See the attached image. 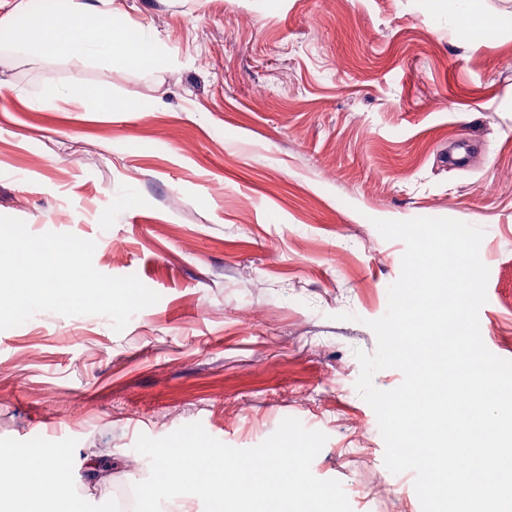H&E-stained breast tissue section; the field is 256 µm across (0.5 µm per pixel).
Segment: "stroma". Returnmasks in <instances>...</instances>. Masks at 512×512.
<instances>
[{
    "instance_id": "stroma-1",
    "label": "stroma",
    "mask_w": 512,
    "mask_h": 512,
    "mask_svg": "<svg viewBox=\"0 0 512 512\" xmlns=\"http://www.w3.org/2000/svg\"><path fill=\"white\" fill-rule=\"evenodd\" d=\"M118 2L166 68L11 52L0 215L95 241L99 272L160 299L120 332L47 312L0 330V452L69 460L99 512L148 477L139 435L198 422L246 449L292 417L326 434L312 472L353 512H421L355 387L405 250L374 222L483 229L481 335L512 360V26L462 39L423 0ZM76 79L118 111L61 98Z\"/></svg>"
}]
</instances>
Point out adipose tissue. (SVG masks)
Instances as JSON below:
<instances>
[{
    "instance_id": "obj_1",
    "label": "adipose tissue",
    "mask_w": 512,
    "mask_h": 512,
    "mask_svg": "<svg viewBox=\"0 0 512 512\" xmlns=\"http://www.w3.org/2000/svg\"><path fill=\"white\" fill-rule=\"evenodd\" d=\"M456 28L461 35L492 33L502 17L488 14L482 0H456ZM17 50L48 61L83 56L108 67L125 63L157 69L166 63L156 37L130 36L114 12L101 11L92 0H49L35 9L33 0H17L13 16L0 19ZM66 460L32 452L0 468V512H78L76 498L61 480Z\"/></svg>"
}]
</instances>
